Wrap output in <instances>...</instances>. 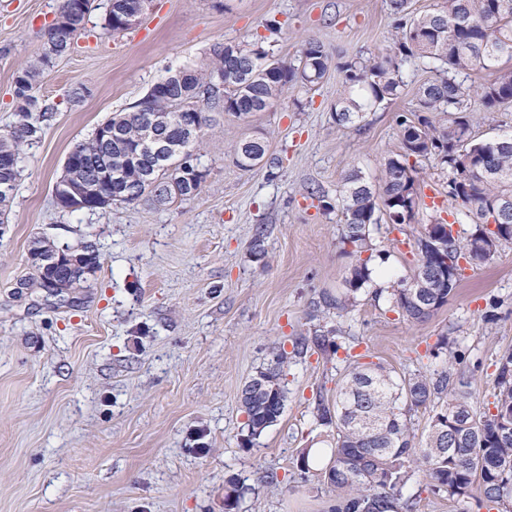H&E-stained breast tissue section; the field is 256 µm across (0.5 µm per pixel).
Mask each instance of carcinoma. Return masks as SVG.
I'll return each instance as SVG.
<instances>
[{"mask_svg": "<svg viewBox=\"0 0 512 512\" xmlns=\"http://www.w3.org/2000/svg\"><path fill=\"white\" fill-rule=\"evenodd\" d=\"M121 0H109L104 28L114 34L127 31L113 18ZM93 0H61L47 40L57 57L66 55L82 34ZM397 30L396 49L391 54L357 56L336 64L324 46L313 38L302 41L299 54L289 62L266 50L262 42L224 44L211 49L199 66L184 65V78L168 75L153 84L135 101L129 112H115L99 124L91 136L70 151L78 166L68 168L63 182L72 186L95 177L106 165L129 183L116 194L112 181L98 184L90 211L116 203L152 199L170 203L196 196L205 179L199 177L197 151L212 119L208 104H223L224 111L238 117L267 111L288 89L314 85L331 66L342 73L340 96L332 106L336 125L348 127L363 114L396 99L404 82L407 65L423 66L432 73L416 92L413 116L399 121L400 151L381 164L378 183L367 180L352 168L343 177L338 207L343 217L339 244L341 252L356 258L346 279V289L336 298V308L351 311L358 294L369 282L373 233L378 224H405L413 215L417 184L410 159L438 158L448 166V197L459 204L454 223L474 224L465 238L455 234L452 224L435 220L441 236L437 247H420V271L431 268L435 253L448 258V277L433 274L419 294L431 311L413 302L409 279L393 282L386 289L389 301L401 316L422 321L448 302L462 277L461 261L475 258L490 262L505 243H512V135L480 138L466 115V98L474 96L486 110L512 104V0H441L435 8L410 11V0H389ZM56 62L47 52L13 73L14 97L19 121L0 134V215L9 216L20 170L2 162L18 163L22 147L39 138L42 123L54 107L40 101L36 90ZM485 70L493 79L468 89L458 77ZM194 104L200 111L199 133L188 147L187 157L173 154L161 163L136 151L146 118L166 120L164 134L179 135V111ZM435 113L453 118L438 124ZM112 131L107 141L103 132ZM268 142L255 138L241 143L235 162L252 170L265 161ZM496 216L506 225L504 232L489 237L484 224ZM284 352L273 356L268 367L253 379L275 381L273 392L263 397L249 394L245 384L241 405L246 415L243 446L254 441L283 413L286 389L282 383ZM471 380L453 362L432 379L414 374L396 381L381 362H354L336 393V404L318 403L323 425L336 426V446L322 466L324 482L335 493L330 512H403L402 488L414 471L429 480L431 490L450 497H469L494 505L497 512H512V351L497 362L493 408L484 411L469 402ZM448 393V400L435 408L420 445L413 444L411 413L426 408Z\"/></svg>", "mask_w": 512, "mask_h": 512, "instance_id": "obj_1", "label": "carcinoma"}]
</instances>
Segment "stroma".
<instances>
[{
    "label": "stroma",
    "instance_id": "stroma-1",
    "mask_svg": "<svg viewBox=\"0 0 512 512\" xmlns=\"http://www.w3.org/2000/svg\"><path fill=\"white\" fill-rule=\"evenodd\" d=\"M96 3L37 89L55 110L21 152L0 236V512H228L231 476L246 491L229 512H323L334 495L298 459L336 443L316 406L334 403L348 355L402 378L440 374L455 354L472 377L474 408L492 402L498 358L512 349V243L494 261L466 265L447 304L425 320L407 321L383 293L413 273L426 224L458 209L438 159L416 164L411 223L375 230L357 306L342 313L330 304L353 264L338 247L342 178L356 167L377 180L384 158L398 152V121L416 107L423 68L407 67L400 96L351 127L332 118L342 90L333 68L317 89L290 88L248 119L216 108L199 156L206 181L193 198L70 212L52 196L74 145L128 111L168 69L261 34L289 60L309 37L337 62L388 53L387 0H153L123 34L104 29L108 0ZM59 5L0 0V133L19 119L12 75L41 52ZM271 19L281 29L269 35ZM256 135L279 166L236 165L239 141ZM259 230L261 260L252 251ZM37 236L61 247L96 243L89 287L61 300L41 288L27 261ZM327 329L337 332V354H295L299 337ZM280 348L289 354L283 413L243 448L242 389ZM402 499L405 512H488L477 498L432 492L420 473Z\"/></svg>",
    "mask_w": 512,
    "mask_h": 512
}]
</instances>
